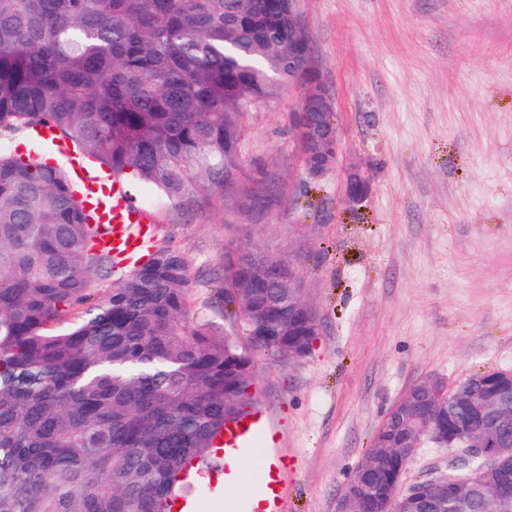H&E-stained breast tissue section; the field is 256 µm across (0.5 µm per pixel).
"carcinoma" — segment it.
I'll use <instances>...</instances> for the list:
<instances>
[{
    "instance_id": "cac0c4a2",
    "label": "carcinoma",
    "mask_w": 512,
    "mask_h": 512,
    "mask_svg": "<svg viewBox=\"0 0 512 512\" xmlns=\"http://www.w3.org/2000/svg\"><path fill=\"white\" fill-rule=\"evenodd\" d=\"M299 36L288 0H0V131L47 126L191 211L234 184ZM91 238L67 171L0 147V512H173L253 405L255 358L278 352L190 326L175 251L91 302L112 261ZM224 310L308 341L261 265L224 263Z\"/></svg>"
}]
</instances>
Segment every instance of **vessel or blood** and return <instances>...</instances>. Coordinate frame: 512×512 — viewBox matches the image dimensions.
<instances>
[{
    "instance_id": "obj_1",
    "label": "vessel or blood",
    "mask_w": 512,
    "mask_h": 512,
    "mask_svg": "<svg viewBox=\"0 0 512 512\" xmlns=\"http://www.w3.org/2000/svg\"><path fill=\"white\" fill-rule=\"evenodd\" d=\"M28 137L33 142L51 143L56 162L72 173L74 195L89 224L96 228L94 251L112 256L124 266H137L155 235L153 214L133 199L122 179L113 177L109 170H96L91 159L76 151L71 141L52 138L50 129L44 126L31 127ZM275 443V434L260 410L225 425L224 485L237 493L227 512H283L287 455L278 454L266 462L254 487L244 491L238 488V461L260 445Z\"/></svg>"
}]
</instances>
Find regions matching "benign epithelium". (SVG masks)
Instances as JSON below:
<instances>
[{"mask_svg":"<svg viewBox=\"0 0 512 512\" xmlns=\"http://www.w3.org/2000/svg\"><path fill=\"white\" fill-rule=\"evenodd\" d=\"M300 46L295 85L302 89V96L298 110L292 113L290 129L303 170L310 180L318 182L339 164L341 139L322 92L312 47L306 39ZM344 176V203L353 210L371 192V172L355 161L345 165ZM265 267L271 279L288 283V312L310 329L311 339L307 343H279V356L284 361L304 357L319 336V317L305 299L303 272L295 262L273 256L267 259ZM483 378L498 385L499 392L491 399L475 398L466 380L450 389L434 377L418 381L424 399L403 394L379 425L377 451L361 461L347 480L336 512H493L511 501L512 438L503 434V428L512 421V401L508 399L512 370L487 371ZM442 394L451 396L471 415L467 431L459 436L440 428L429 405V397ZM424 443L448 449L450 468L459 460L478 461L470 480L458 485L440 473L425 484H413L406 492H400L406 465ZM392 458L399 459L403 468L393 476L392 486L382 489L377 485L376 473Z\"/></svg>","mask_w":512,"mask_h":512,"instance_id":"obj_1","label":"benign epithelium"}]
</instances>
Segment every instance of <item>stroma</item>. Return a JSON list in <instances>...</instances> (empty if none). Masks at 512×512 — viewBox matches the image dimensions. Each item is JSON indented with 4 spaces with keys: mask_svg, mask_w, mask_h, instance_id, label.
I'll list each match as a JSON object with an SVG mask.
<instances>
[{
    "mask_svg": "<svg viewBox=\"0 0 512 512\" xmlns=\"http://www.w3.org/2000/svg\"><path fill=\"white\" fill-rule=\"evenodd\" d=\"M344 156L372 172L360 210L342 172L313 183L289 129L290 87L250 115L236 192L186 212L153 201L157 250L189 262L190 325L247 345L216 301L227 245L296 260L320 334L263 355L252 391L287 451L285 512H336L384 415L417 380L512 369V0H301Z\"/></svg>",
    "mask_w": 512,
    "mask_h": 512,
    "instance_id": "35a3bbf8",
    "label": "stroma"
}]
</instances>
